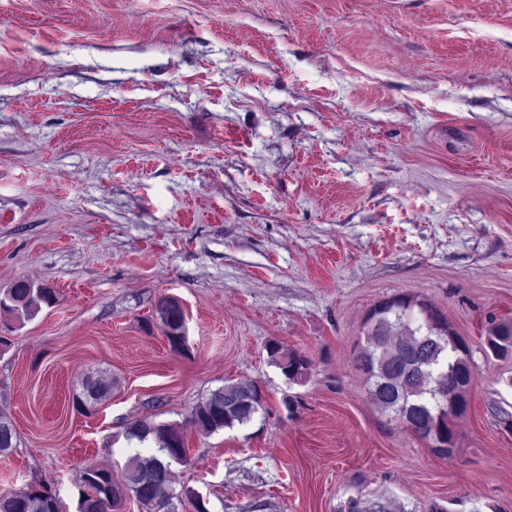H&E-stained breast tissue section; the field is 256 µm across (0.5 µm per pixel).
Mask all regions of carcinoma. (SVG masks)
<instances>
[{
  "mask_svg": "<svg viewBox=\"0 0 512 512\" xmlns=\"http://www.w3.org/2000/svg\"><path fill=\"white\" fill-rule=\"evenodd\" d=\"M49 288L18 281L0 290V309L17 312L23 320L34 318L42 306L52 302ZM159 320L171 347H185L184 315L175 301H164ZM366 345L357 356L358 367L367 375L368 391L386 413L412 422L438 428L445 447L442 456L452 455L455 447L453 421L465 411V393L471 383L472 366L467 344L445 316L429 303L399 295L376 304L365 320ZM487 345L497 355L512 353V328L493 331ZM272 361L290 380L308 374L311 362L299 354L280 355V347H268ZM84 397L76 406L87 408V401L99 402L112 394V383L87 377ZM265 396L257 385L238 382L211 392L191 413L189 424L213 434L235 425L251 422L264 410ZM128 440L142 444L148 439L154 448L136 451L125 467L124 491L112 481L111 472L87 467L81 474L82 491L78 512H114L123 494L134 497L151 512H178L170 480L171 466L187 460L183 433L168 424L138 422L126 433ZM16 447V433L8 417L0 413V455ZM0 512H63L51 490L41 484L0 492Z\"/></svg>",
  "mask_w": 512,
  "mask_h": 512,
  "instance_id": "obj_1",
  "label": "carcinoma"
}]
</instances>
